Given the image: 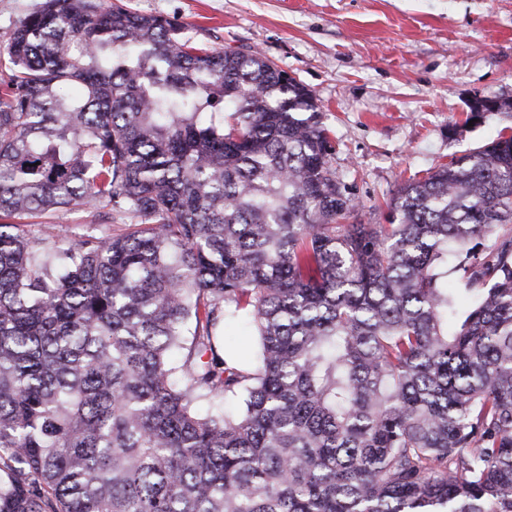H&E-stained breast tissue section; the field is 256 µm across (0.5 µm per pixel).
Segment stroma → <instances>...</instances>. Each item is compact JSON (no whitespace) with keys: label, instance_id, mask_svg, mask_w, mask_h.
<instances>
[{"label":"stroma","instance_id":"obj_1","mask_svg":"<svg viewBox=\"0 0 512 512\" xmlns=\"http://www.w3.org/2000/svg\"><path fill=\"white\" fill-rule=\"evenodd\" d=\"M208 50H257L309 89L331 163L356 203L351 223L384 224L399 186L512 128V112L465 123L475 95L512 100V0H122ZM65 239L119 234L103 210L45 215Z\"/></svg>","mask_w":512,"mask_h":512}]
</instances>
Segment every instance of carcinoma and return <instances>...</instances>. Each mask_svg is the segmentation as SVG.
Wrapping results in <instances>:
<instances>
[{"mask_svg": "<svg viewBox=\"0 0 512 512\" xmlns=\"http://www.w3.org/2000/svg\"><path fill=\"white\" fill-rule=\"evenodd\" d=\"M4 51L0 512H512V134L348 224L261 52L114 0ZM85 205L126 232L17 223Z\"/></svg>", "mask_w": 512, "mask_h": 512, "instance_id": "carcinoma-1", "label": "carcinoma"}]
</instances>
